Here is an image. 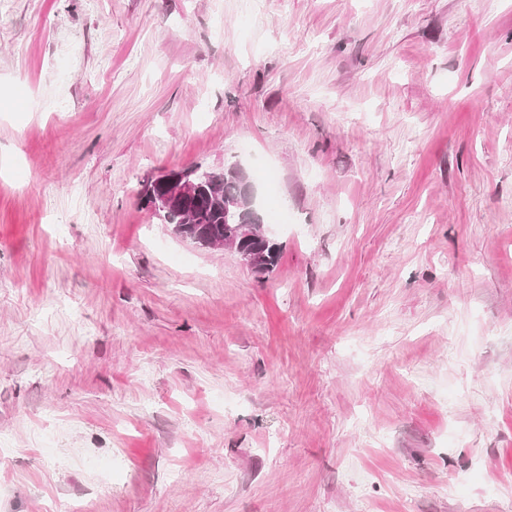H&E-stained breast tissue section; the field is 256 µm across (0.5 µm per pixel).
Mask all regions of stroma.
I'll list each match as a JSON object with an SVG mask.
<instances>
[{
  "label": "stroma",
  "instance_id": "stroma-1",
  "mask_svg": "<svg viewBox=\"0 0 512 512\" xmlns=\"http://www.w3.org/2000/svg\"><path fill=\"white\" fill-rule=\"evenodd\" d=\"M77 501L512 512V0H0V512ZM201 171L200 169V172L164 177L161 181V187L156 193H153L156 182L164 172L144 179L138 191L141 204L145 208L150 207V211L158 217L169 215L177 210L185 211L182 207L183 202L194 198L202 186L201 181L203 178H209V174L206 171L202 173ZM150 199L151 202L148 207ZM224 207L227 205L224 204ZM224 207L221 209L213 207L203 196L202 200L189 207L193 224H180V215L172 214L170 217L159 219L162 224H177L174 226V232L182 239L189 240L199 246L213 248H229L236 252L244 264H248L255 269H260L266 263L257 256L251 248V243L255 240H261L266 245H271L273 249L277 243L264 228L262 222L255 224H237L235 236L225 239L224 243L212 242L202 224L208 228L210 233L216 238H224L233 233L235 221L230 218H224Z\"/></svg>",
  "mask_w": 512,
  "mask_h": 512
}]
</instances>
